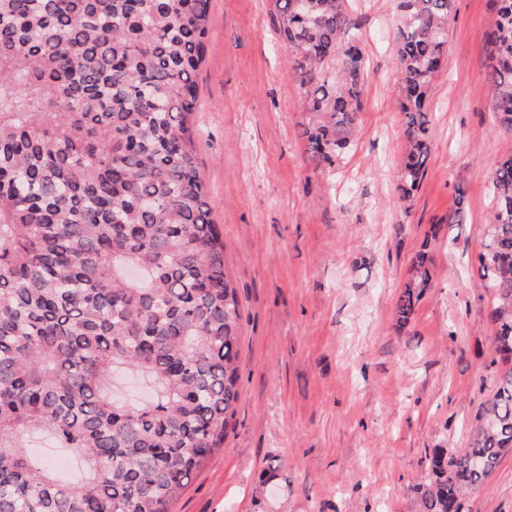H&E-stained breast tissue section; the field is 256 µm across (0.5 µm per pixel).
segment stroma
<instances>
[{
  "instance_id": "obj_1",
  "label": "stroma",
  "mask_w": 512,
  "mask_h": 512,
  "mask_svg": "<svg viewBox=\"0 0 512 512\" xmlns=\"http://www.w3.org/2000/svg\"><path fill=\"white\" fill-rule=\"evenodd\" d=\"M397 3L349 0L365 40L364 108L351 152L328 171L301 135L270 0H210L198 157L241 303L240 398L223 448L174 512H422L426 454L463 452L493 389L477 256L489 175L512 151L485 81L493 14L489 0H453L427 172L406 207ZM457 208L463 223H447ZM421 251L431 283L402 324L397 299ZM466 512H512V452Z\"/></svg>"
}]
</instances>
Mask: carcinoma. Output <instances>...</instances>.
Masks as SVG:
<instances>
[{
    "label": "carcinoma",
    "instance_id": "1",
    "mask_svg": "<svg viewBox=\"0 0 512 512\" xmlns=\"http://www.w3.org/2000/svg\"><path fill=\"white\" fill-rule=\"evenodd\" d=\"M486 81L512 135V0H491ZM210 0H0V512H172L235 426L240 300L196 143ZM399 198L431 153L428 99L451 0H399ZM302 136L334 169L354 142L365 52L347 0H272ZM479 287L498 366L464 453L437 448L422 512L462 497L512 451V153L490 172ZM430 282L411 262L396 314ZM74 448L69 478L22 437Z\"/></svg>",
    "mask_w": 512,
    "mask_h": 512
}]
</instances>
